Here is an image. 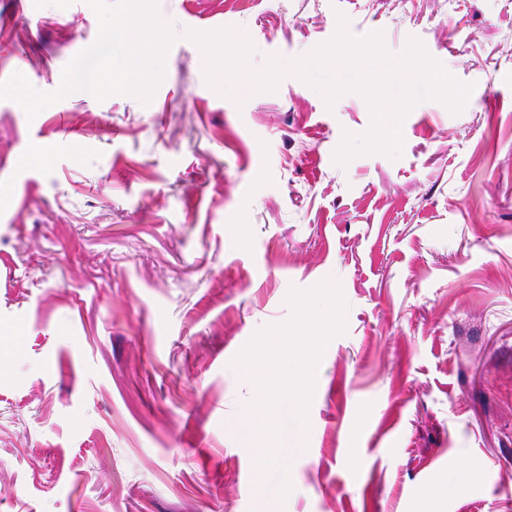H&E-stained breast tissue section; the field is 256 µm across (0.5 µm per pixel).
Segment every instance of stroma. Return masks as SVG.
<instances>
[{"label":"stroma","mask_w":512,"mask_h":512,"mask_svg":"<svg viewBox=\"0 0 512 512\" xmlns=\"http://www.w3.org/2000/svg\"><path fill=\"white\" fill-rule=\"evenodd\" d=\"M342 17L419 40L463 109L342 166L364 98L287 76L235 103L186 36L243 31L259 68ZM329 277L345 330L286 512H512V0H0V512H260L229 366Z\"/></svg>","instance_id":"1"}]
</instances>
